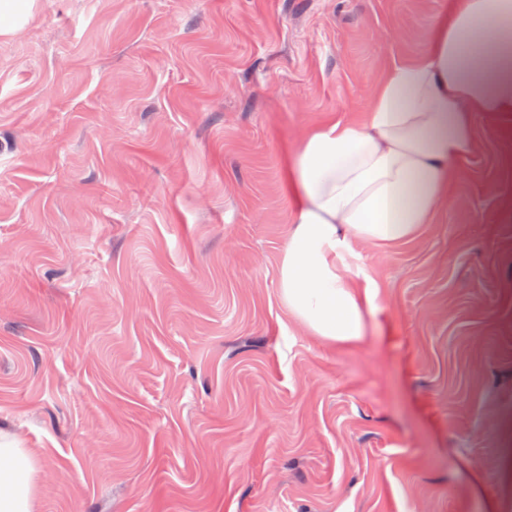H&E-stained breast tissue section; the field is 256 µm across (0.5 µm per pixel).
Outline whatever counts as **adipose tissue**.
Listing matches in <instances>:
<instances>
[{
    "mask_svg": "<svg viewBox=\"0 0 512 512\" xmlns=\"http://www.w3.org/2000/svg\"><path fill=\"white\" fill-rule=\"evenodd\" d=\"M480 113L512 114V0H458L426 56L378 83L362 123L329 121L296 138L280 288L308 335L333 347L366 340L378 291L350 281L354 242L396 245L433 222L450 163L476 149ZM35 473L28 449L0 443V512H36Z\"/></svg>",
    "mask_w": 512,
    "mask_h": 512,
    "instance_id": "1",
    "label": "adipose tissue"
}]
</instances>
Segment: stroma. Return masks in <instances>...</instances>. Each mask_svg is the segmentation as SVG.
<instances>
[{"label": "stroma", "mask_w": 512, "mask_h": 512, "mask_svg": "<svg viewBox=\"0 0 512 512\" xmlns=\"http://www.w3.org/2000/svg\"><path fill=\"white\" fill-rule=\"evenodd\" d=\"M455 0H36L0 36V443L37 512H512V114L367 340L288 318L293 139L363 120Z\"/></svg>", "instance_id": "obj_1"}]
</instances>
